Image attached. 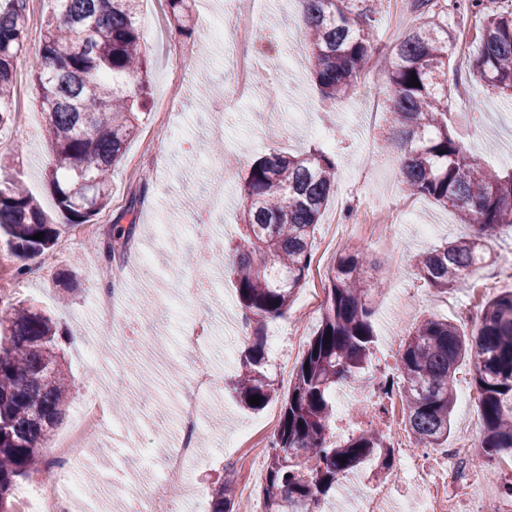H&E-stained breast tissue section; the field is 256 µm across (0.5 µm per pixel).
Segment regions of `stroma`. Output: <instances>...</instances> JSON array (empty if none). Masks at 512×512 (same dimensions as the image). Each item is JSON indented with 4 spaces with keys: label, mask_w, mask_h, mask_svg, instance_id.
I'll return each mask as SVG.
<instances>
[{
    "label": "stroma",
    "mask_w": 512,
    "mask_h": 512,
    "mask_svg": "<svg viewBox=\"0 0 512 512\" xmlns=\"http://www.w3.org/2000/svg\"><path fill=\"white\" fill-rule=\"evenodd\" d=\"M256 9L263 12L258 25L268 28L271 39L303 37L293 5L282 6L275 0L266 5L258 0H239V13ZM140 22L152 76L148 115L143 125H153L167 85L176 72H183L185 93L174 111L179 144L173 147L159 143L151 157L146 158L140 154L139 140H132L112 174V202L93 222L106 228L130 207L139 216L134 237L120 263L119 315L132 332L144 336L159 331L170 333L178 324L205 310L215 320L208 365L217 379V389L211 401L214 411L204 422V440L199 445L203 462L190 469L191 487L175 488L174 497L183 503L184 512H194L188 489L208 496L209 484L229 471L236 478L238 501L248 503L262 495L264 465L256 463L251 474H244L235 455L226 452L224 440L245 422L260 420L261 415L241 409L236 402L228 387L236 369L225 366L224 348L230 345L240 350L248 343L246 323L241 319L234 283L228 275L232 255L227 245L238 239L242 230L240 184L256 159L274 150L297 154L325 147L334 153L336 194L315 230L312 251L321 256L326 267L333 265L338 253L358 252L365 261V280L384 286L376 302L377 341L370 376L397 378L401 345L422 317L455 319L458 304L512 289V280L491 287L485 279L474 277L462 288L444 295L425 286L417 276L412 267L413 256L456 237L463 228L450 210L430 198H410L403 189L396 156L385 147L387 67L368 68L359 81L356 96L333 104L322 97L308 62L287 69L261 53L254 69L263 74V81L250 98L232 103L226 95L233 83L232 38L200 44L192 66L185 69L171 48L185 43L186 38L171 19L166 0H142ZM39 49V43L26 42L17 61L14 109L18 124L0 130V169L20 178L51 213L55 201L44 177L48 149L30 75ZM476 49V38H469L464 49L454 51L450 59L448 82L454 111L449 126L490 165L511 168L512 104L491 93L469 71L465 57ZM272 93L279 101L274 110L267 106ZM216 143L221 145V153H210V145ZM219 179L225 183L223 211L215 213L198 234H188L190 214L206 207L209 188ZM377 208L393 209L397 215L396 222L387 230L393 240L392 249H384L350 232L337 237L334 249H325L329 224H366ZM155 224L170 225L169 238L153 237L150 228ZM424 224L434 225L432 236L421 235L420 227ZM144 251L156 259L145 271L137 264L139 253ZM202 257L220 271V279L192 301L179 299L177 274L196 272ZM31 266L37 269V276L18 281L15 297L33 302L57 325L65 354L64 367L76 383L70 404H77L96 380L105 399H113L122 392L128 401L148 400L157 414L172 416L179 398V383L158 372L143 352L116 353L106 341L114 329L106 324L94 304L104 282V264L87 240L77 241L70 257L54 266H42L37 259ZM309 293V288H302L287 313L266 323V334L270 337L287 335L294 325L303 328L302 343L266 351L267 373L283 395L288 392L289 381L280 375L281 362L298 365L307 349V339L314 336L320 323L319 314L305 312L304 302ZM84 336L102 339L98 358L87 364L80 359L79 340ZM374 398L369 387L337 388V423L333 430L336 439L352 433V421L361 419ZM123 419V414L113 415L108 425L89 437L77 451V478L96 481L92 492L85 495L87 501L98 496L112 497L114 486L121 484L128 472L146 468L155 475L160 471L164 449L154 447L153 435L147 428L119 431ZM475 466L485 477L484 483L475 489L482 512H499L512 475L500 471L495 461L479 460Z\"/></svg>",
    "instance_id": "1"
}]
</instances>
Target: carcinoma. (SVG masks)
<instances>
[{"label": "carcinoma", "instance_id": "obj_1", "mask_svg": "<svg viewBox=\"0 0 512 512\" xmlns=\"http://www.w3.org/2000/svg\"><path fill=\"white\" fill-rule=\"evenodd\" d=\"M142 0H51L33 65L45 140L52 155L47 182L65 225L93 220L112 198V171L139 131L150 63L139 24ZM178 29L196 35L193 0H166ZM305 44L316 85L329 99H347L379 48L375 22L385 0H302ZM29 0H0V127L16 125V62L28 23ZM479 17V47L469 70L496 95L512 101V3L450 0ZM424 18L388 50L391 91L388 146L397 152L404 190L430 197L456 214L467 232L414 257L424 283L446 294L472 278L491 256L493 239L512 233V169L488 167L448 126V65L456 34L439 0H408ZM416 76L420 86L411 85ZM336 185V161L314 149L301 155L273 150L255 160L243 181L242 231L232 245L237 300L251 330L231 387L240 403L261 410L279 399L266 373L265 321L288 311L308 280L312 238ZM112 224L91 246L106 261L124 257L136 227ZM43 239L34 240L35 234ZM61 230L25 184L0 180V240L27 261L53 248ZM319 328L282 398L277 433L265 458L263 512H308L336 492V483L368 458L388 471L387 436L370 426L332 439L336 386L365 379L373 359V302L378 289L363 279L355 252L336 256L325 274ZM52 320L18 300L0 309V512H14L22 482L43 467L47 432L61 417L75 382L64 369ZM474 365L482 430L476 455L512 456V291L485 300L471 332L454 321L425 318L405 340L399 383L405 423L425 448L448 443L456 403L454 378ZM261 397L258 405L248 399ZM307 472H302V468ZM233 480L213 483L210 512H235Z\"/></svg>", "mask_w": 512, "mask_h": 512}]
</instances>
